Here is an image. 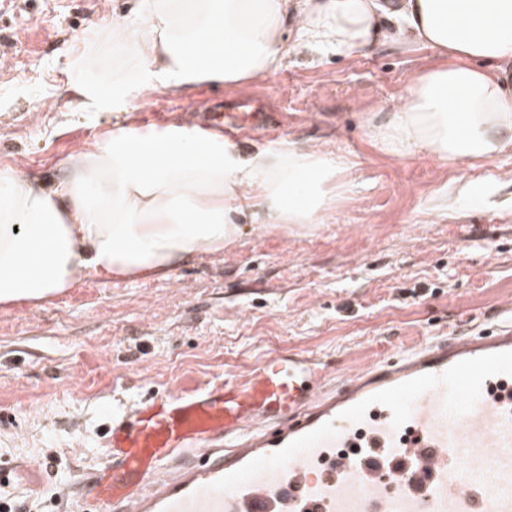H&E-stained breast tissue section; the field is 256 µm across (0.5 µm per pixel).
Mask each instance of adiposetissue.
Masks as SVG:
<instances>
[{
	"label": "adipose tissue",
	"instance_id": "adipose-tissue-1",
	"mask_svg": "<svg viewBox=\"0 0 512 512\" xmlns=\"http://www.w3.org/2000/svg\"><path fill=\"white\" fill-rule=\"evenodd\" d=\"M111 36L135 58L110 92L76 86L97 112L163 87L236 86L288 50L349 57L380 44L434 53L384 117L365 124L384 153L444 166L512 146V0H142ZM53 183L0 167V305H36L89 276L168 278L238 242L247 222L322 223L352 190L344 154L281 139L243 149L180 121L115 123L62 162Z\"/></svg>",
	"mask_w": 512,
	"mask_h": 512
}]
</instances>
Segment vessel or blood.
Listing matches in <instances>:
<instances>
[{
    "mask_svg": "<svg viewBox=\"0 0 512 512\" xmlns=\"http://www.w3.org/2000/svg\"><path fill=\"white\" fill-rule=\"evenodd\" d=\"M270 118L232 98L193 121ZM327 377L276 353L114 413L77 512H512V321L431 337L338 389Z\"/></svg>",
    "mask_w": 512,
    "mask_h": 512,
    "instance_id": "b4317fda",
    "label": "vessel or blood"
}]
</instances>
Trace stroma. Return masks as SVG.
I'll use <instances>...</instances> for the list:
<instances>
[{"label": "stroma", "instance_id": "stroma-1", "mask_svg": "<svg viewBox=\"0 0 512 512\" xmlns=\"http://www.w3.org/2000/svg\"><path fill=\"white\" fill-rule=\"evenodd\" d=\"M140 0H0V165L53 181L60 163L117 117L73 90L102 89L135 61L113 18ZM430 52L380 45L349 58L289 52L277 73L243 85L287 114L274 133L348 154L347 200L321 224L259 228L165 279L92 276L37 305L0 308V471L10 512H76L60 483L104 464L113 412L186 383L245 373L276 352L321 360L335 381L430 336H488L512 298V148L491 161L440 166L395 158L363 134L390 111ZM211 103L157 88L130 104L179 115ZM476 201L443 209L466 183Z\"/></svg>", "mask_w": 512, "mask_h": 512}]
</instances>
